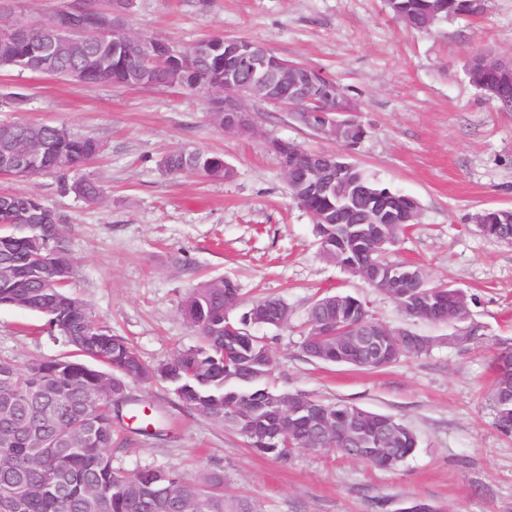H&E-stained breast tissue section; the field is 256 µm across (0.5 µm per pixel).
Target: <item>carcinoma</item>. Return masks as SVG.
I'll list each match as a JSON object with an SVG mask.
<instances>
[{
	"instance_id": "obj_1",
	"label": "carcinoma",
	"mask_w": 512,
	"mask_h": 512,
	"mask_svg": "<svg viewBox=\"0 0 512 512\" xmlns=\"http://www.w3.org/2000/svg\"><path fill=\"white\" fill-rule=\"evenodd\" d=\"M393 15L407 27L427 31L449 16H473L484 11L485 0H388ZM73 14L84 22L80 31L64 45L55 43L54 17L29 30L24 40H9L10 30H0V66L15 63L24 71H45L66 77L80 67L97 49L95 22L110 19L112 12L124 9L121 0H73ZM209 53L193 63V71L157 59L149 65L134 42L121 43L104 63L87 71L85 83H113L129 87H180L213 89L214 124L224 122V37L200 40ZM484 54L473 55L465 75L498 109L499 96L512 99V71L503 69L495 78L489 74ZM307 98L299 101L302 111L292 119L313 129L318 118L311 109L325 100L332 78L312 71ZM37 155V164L25 177L55 172L60 174V189L71 190L95 202L100 187L91 180L72 185L65 171L80 168L101 150L99 140L79 135L63 125L1 123L0 163L10 141ZM294 155L293 202L314 221L318 247L323 258L345 266L389 267L383 254L393 246L406 226L385 228L387 243L374 246L375 227L363 223L385 197L390 205L419 209V203L391 189L358 168L352 172L358 193L351 200L334 195L308 192L304 183L303 160L307 149L292 144ZM159 167L167 174L223 178L224 157L201 149H179L165 155ZM0 204V306L22 309L45 318L53 335L84 353V358L61 357L34 361L21 368L0 360V497L12 492L23 498V512H225L224 475L212 474L202 480L176 476V482L152 500L136 496L140 486L156 480L159 471L142 469L126 477L112 466V426L119 411L112 400L101 394L86 400L89 391H100L104 374L112 364L129 366L141 382H151L152 374L163 368L166 380L181 390L179 399L188 408L227 425L244 435L254 448L285 459L297 448H335L378 467L393 469L417 447L415 434L393 416L367 411L347 403L313 400L311 411L289 417L288 433L270 438L267 424L279 413L277 395L270 385L272 360L264 338L251 333V325L240 324L241 336L224 335V313L239 302L236 284L214 278L194 287L181 311L195 328L199 344L178 352L158 365L145 363L122 336H115L100 325L91 312L66 290L74 270L73 259L60 236L61 217L33 194H8ZM479 224L489 225L485 235L502 242L512 241V210L492 209L475 215ZM54 251L50 263H41L35 245ZM433 282L418 266L413 279L398 282L381 277L375 289L393 298L403 314L432 324L443 320L424 310L410 308L409 301L422 294L432 296ZM258 314L271 328H282L291 315L280 298H265L253 303L248 314ZM332 319L341 333L318 336L313 322ZM307 334L303 351L312 359L358 369L372 370L360 342V334L381 328L359 298L349 294L326 295L317 299L307 314ZM509 371L497 367L490 400L498 427L512 432V352ZM329 412L336 425L333 432L317 430L318 412Z\"/></svg>"
}]
</instances>
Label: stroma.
Returning <instances> with one entry per match:
<instances>
[{
	"instance_id": "35a3bbf8",
	"label": "stroma",
	"mask_w": 512,
	"mask_h": 512,
	"mask_svg": "<svg viewBox=\"0 0 512 512\" xmlns=\"http://www.w3.org/2000/svg\"><path fill=\"white\" fill-rule=\"evenodd\" d=\"M66 2L0 0V28L45 21ZM126 27L183 49L212 35L257 41L331 75L368 131L352 161L421 206L389 260L421 265L433 283L467 292L483 337L450 341L451 326L406 317L392 298L323 259L268 142L339 145L289 112L255 102L256 133H225L210 121L209 91L2 69L0 122L63 124L102 145L66 176L97 182L95 202L61 191L55 173L0 176V193L37 195L60 215L75 263L68 291L97 322L146 363L165 362L199 342L181 312L190 290L229 278L240 294L231 318L265 297L290 308L287 327L257 330L278 392L391 415L419 440L393 469L307 448L282 461L187 409L169 383L132 382L129 401L158 423L115 421L114 469L190 480L220 472L225 500L245 512H396L407 498L441 512H512V434L500 430L489 401L496 356L512 343V244L486 237L474 221L485 209L512 210V112L499 111L464 75L475 51L512 57V0H487L481 14L451 16L429 31L405 27L387 0H136ZM185 146L223 155L233 178L163 173L159 160ZM328 292L355 295L374 319L430 337V350L374 370L309 358L301 346L306 313ZM70 352L42 317L0 308V360L23 366Z\"/></svg>"
}]
</instances>
